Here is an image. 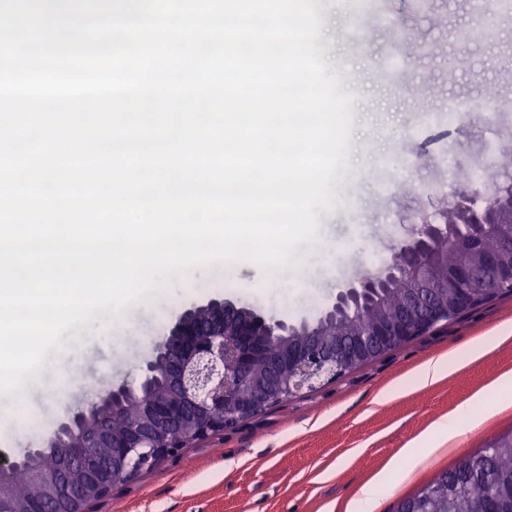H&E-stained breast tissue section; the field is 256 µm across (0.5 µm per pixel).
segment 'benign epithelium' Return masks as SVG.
Wrapping results in <instances>:
<instances>
[{"label": "benign epithelium", "mask_w": 512, "mask_h": 512, "mask_svg": "<svg viewBox=\"0 0 512 512\" xmlns=\"http://www.w3.org/2000/svg\"><path fill=\"white\" fill-rule=\"evenodd\" d=\"M497 197L498 205L486 209L475 206L474 192L454 194L453 203L472 215L460 231L442 223L440 210L419 217L392 262L348 285L311 320L290 324L229 300L184 310L151 349L137 386L110 387L71 411L41 447L17 462H0V512H83L86 500L106 497L190 440L222 432L429 333L489 300V284L512 287V184L500 187ZM443 242L465 258L438 274ZM397 279L410 284L404 304L396 311L381 306L375 317L363 319V310ZM299 327L305 338L294 341ZM271 336L282 337L273 353ZM112 416L127 418L129 426L113 430ZM35 454L47 460L30 471L39 499L7 495L13 472ZM436 496L437 487L427 485L402 499L396 512H435ZM478 497L481 512H495L493 485L483 484Z\"/></svg>", "instance_id": "1"}]
</instances>
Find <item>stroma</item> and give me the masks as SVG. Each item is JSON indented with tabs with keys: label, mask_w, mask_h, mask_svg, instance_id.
<instances>
[{
	"label": "stroma",
	"mask_w": 512,
	"mask_h": 512,
	"mask_svg": "<svg viewBox=\"0 0 512 512\" xmlns=\"http://www.w3.org/2000/svg\"><path fill=\"white\" fill-rule=\"evenodd\" d=\"M327 21L322 55L351 59L359 73L394 49L409 51L395 87L355 97L348 150L352 169L332 187V210H318L321 237L300 243L278 287L266 272L240 259L196 271V288L164 283L150 306L109 313L66 330L64 354H47L24 399L37 426L16 423L0 433V459L12 461L41 446L71 410L111 385L138 382L139 366L184 310L226 299L291 322L314 318L361 274L376 272L407 239L419 215L434 213L441 194L468 189L475 157L492 161L512 146V19H495L482 39L459 49L461 31L481 26L473 0H382V11L343 12L316 0ZM482 27V26H481ZM361 30L352 44L348 32ZM459 54L456 70L448 57ZM453 98L472 111L449 118ZM512 323V295L475 308L314 391L269 407L113 488L93 512H342L375 475L392 483L378 512L453 467L462 457L512 432V392L494 387L512 372V337L481 357L449 368L441 381L416 386L423 362L462 352L471 341ZM483 393L485 421L464 430L451 449L434 452L404 483L388 471L402 449L430 426Z\"/></svg>",
	"instance_id": "stroma-1"
}]
</instances>
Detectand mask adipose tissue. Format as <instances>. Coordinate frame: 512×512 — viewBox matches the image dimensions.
Returning <instances> with one entry per match:
<instances>
[{"label": "adipose tissue", "mask_w": 512, "mask_h": 512, "mask_svg": "<svg viewBox=\"0 0 512 512\" xmlns=\"http://www.w3.org/2000/svg\"><path fill=\"white\" fill-rule=\"evenodd\" d=\"M496 337L492 335L480 336L471 342L466 353L460 354L453 351L447 355L430 359L416 371L414 375L416 382L421 385H430L437 382L447 374L450 363L458 361L464 356L471 359L480 357L484 351L494 345ZM481 403V396H474L462 404L453 416L438 422L430 432L419 435L416 439L417 450L407 454L408 465L398 467L395 470L398 480L409 479L418 468L426 463L428 457L434 451L452 444L463 428L473 429L483 423L484 416L478 411Z\"/></svg>", "instance_id": "1"}]
</instances>
